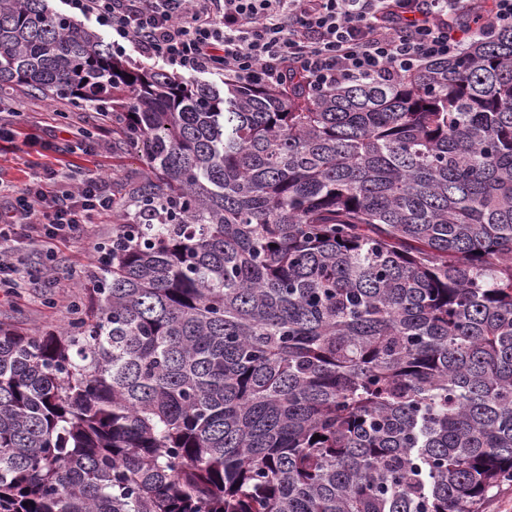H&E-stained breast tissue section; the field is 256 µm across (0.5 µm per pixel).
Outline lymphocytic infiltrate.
<instances>
[{"label":"lymphocytic infiltrate","mask_w":512,"mask_h":512,"mask_svg":"<svg viewBox=\"0 0 512 512\" xmlns=\"http://www.w3.org/2000/svg\"><path fill=\"white\" fill-rule=\"evenodd\" d=\"M110 30L112 47H134L176 73L221 72L277 87L293 74L320 90L388 82L431 59L457 55L472 25L512 28V0H70ZM44 167L15 194L0 220V288L25 287L13 254L48 251L88 234L112 211L105 182L67 174L51 189Z\"/></svg>","instance_id":"lymphocytic-infiltrate-1"}]
</instances>
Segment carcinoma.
<instances>
[{"label": "carcinoma", "instance_id": "obj_1", "mask_svg": "<svg viewBox=\"0 0 512 512\" xmlns=\"http://www.w3.org/2000/svg\"><path fill=\"white\" fill-rule=\"evenodd\" d=\"M13 87L112 111L148 173L66 320L0 324V512H481L512 483V29L221 91L0 0Z\"/></svg>", "mask_w": 512, "mask_h": 512}]
</instances>
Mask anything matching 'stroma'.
Wrapping results in <instances>:
<instances>
[{
    "mask_svg": "<svg viewBox=\"0 0 512 512\" xmlns=\"http://www.w3.org/2000/svg\"><path fill=\"white\" fill-rule=\"evenodd\" d=\"M0 110L13 113L18 139L26 140L32 161L58 169L82 168L106 181L117 201L133 196V190L147 172L141 150L124 142V133L102 116L92 105L76 107L64 99H48L18 88L0 93ZM30 171L16 159L9 143L0 141V210L9 209L13 189L27 182ZM122 212L103 216L90 235L53 247L56 279L37 287L22 289L20 294L0 292V322L18 331L35 333L64 320L79 290L68 279L71 270L92 278L97 262L93 245L111 237Z\"/></svg>",
    "mask_w": 512,
    "mask_h": 512,
    "instance_id": "35a3bbf8",
    "label": "stroma"
}]
</instances>
